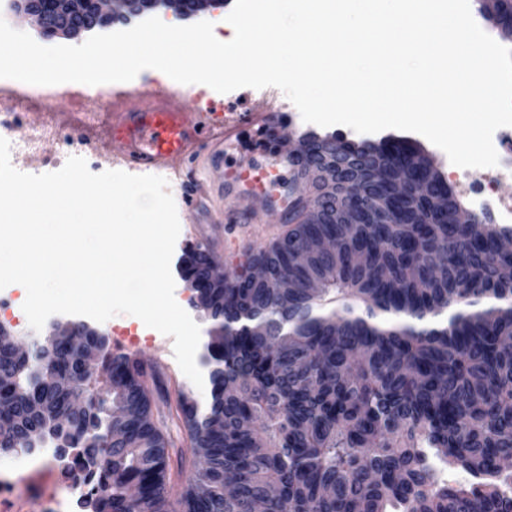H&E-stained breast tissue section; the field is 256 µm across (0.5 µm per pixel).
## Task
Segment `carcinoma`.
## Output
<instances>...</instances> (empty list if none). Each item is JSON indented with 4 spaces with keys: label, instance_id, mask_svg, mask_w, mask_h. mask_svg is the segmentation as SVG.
I'll use <instances>...</instances> for the list:
<instances>
[{
    "label": "carcinoma",
    "instance_id": "obj_1",
    "mask_svg": "<svg viewBox=\"0 0 512 512\" xmlns=\"http://www.w3.org/2000/svg\"><path fill=\"white\" fill-rule=\"evenodd\" d=\"M479 2L512 41V5ZM336 151L387 169L386 182L357 172L327 191L317 160ZM297 157L317 195L309 203L288 185L283 236L222 283L218 263L189 256L194 304L213 321L211 402L178 400L194 454L208 459L179 507L169 480L183 453L153 421L142 365L106 342L101 389L76 352L27 362L0 332V371L14 379L0 455L47 440L73 455L93 512H249L255 500L270 512H512V280L498 248L512 227L455 223L462 200L409 145L317 136ZM355 193L361 210L350 209ZM322 236L336 249L299 264ZM257 265L286 287L255 281ZM71 396L86 410L50 426ZM250 417L264 418L262 435L240 427ZM452 470L469 480L448 479Z\"/></svg>",
    "mask_w": 512,
    "mask_h": 512
}]
</instances>
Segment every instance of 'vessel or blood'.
Here are the masks:
<instances>
[{
  "mask_svg": "<svg viewBox=\"0 0 512 512\" xmlns=\"http://www.w3.org/2000/svg\"><path fill=\"white\" fill-rule=\"evenodd\" d=\"M223 124L191 109L180 89L146 94L142 104L113 113L112 158L131 167L178 174L182 207L193 222L192 237L209 253L225 244V223L248 224L257 207L287 214V180L298 176L294 154L278 148L283 106L262 91L246 111L224 107ZM219 177L210 183L209 174ZM230 196L228 222L213 220L210 195Z\"/></svg>",
  "mask_w": 512,
  "mask_h": 512,
  "instance_id": "b4317fda",
  "label": "vessel or blood"
}]
</instances>
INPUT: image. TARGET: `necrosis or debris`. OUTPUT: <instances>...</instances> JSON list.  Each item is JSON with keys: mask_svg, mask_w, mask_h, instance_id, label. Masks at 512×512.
I'll list each match as a JSON object with an SVG mask.
<instances>
[{"mask_svg": "<svg viewBox=\"0 0 512 512\" xmlns=\"http://www.w3.org/2000/svg\"><path fill=\"white\" fill-rule=\"evenodd\" d=\"M8 89L15 99V108L0 113V137L9 140L12 155L32 157V173L61 169L73 156L83 133L79 128L55 123L52 116L57 110L56 99H66L73 105L78 101L76 94L66 84L35 86L13 81ZM36 103L45 107L47 119L31 128L25 139H14L16 123ZM50 135L56 137L60 147L53 155L45 156L41 144ZM493 144L499 155L498 166L485 171L459 172L455 185L470 207L490 214L496 223L511 225L512 202L495 196L492 187L500 176L512 172V127L496 130ZM84 485L83 479L60 467L59 455L52 447L0 458V512H75V494Z\"/></svg>", "mask_w": 512, "mask_h": 512, "instance_id": "1", "label": "necrosis or debris"}]
</instances>
